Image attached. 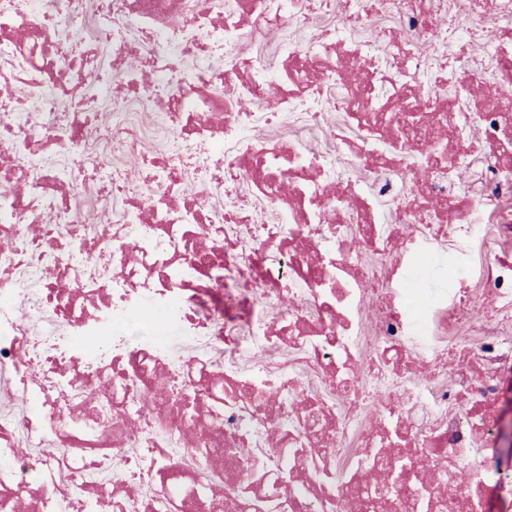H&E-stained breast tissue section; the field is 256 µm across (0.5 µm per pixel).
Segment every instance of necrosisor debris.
I'll list each match as a JSON object with an SVG mask.
<instances>
[{
	"label": "necrosis or debris",
	"instance_id": "necrosis-or-debris-1",
	"mask_svg": "<svg viewBox=\"0 0 512 512\" xmlns=\"http://www.w3.org/2000/svg\"><path fill=\"white\" fill-rule=\"evenodd\" d=\"M112 88L133 107L98 111ZM0 145V388L24 405L0 414V512H61L106 468L84 512H254L247 475L285 512L370 486L373 512H477L488 489L512 512V465L456 490L512 371V0H0ZM477 158L475 183L449 180ZM228 184L277 223L225 205ZM488 237L505 250L480 286L414 309L401 263ZM133 315L178 327L184 357L132 350ZM415 339L420 383L400 355Z\"/></svg>",
	"mask_w": 512,
	"mask_h": 512
}]
</instances>
